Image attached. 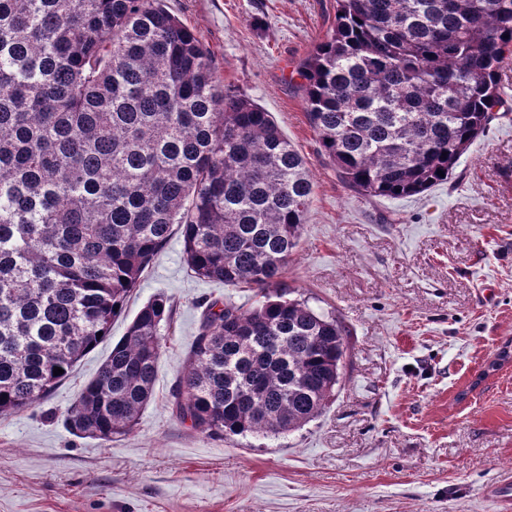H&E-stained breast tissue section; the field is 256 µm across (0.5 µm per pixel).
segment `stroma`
<instances>
[{"label": "stroma", "instance_id": "obj_1", "mask_svg": "<svg viewBox=\"0 0 512 512\" xmlns=\"http://www.w3.org/2000/svg\"><path fill=\"white\" fill-rule=\"evenodd\" d=\"M210 48L225 85L271 112L308 163L307 224L284 275L350 330L342 378L301 429L208 437L172 413V388L208 298L254 290L195 277L174 231L109 340L39 406L0 417V512H502L512 473V60L504 100L454 176L424 193L367 198L322 155L298 68L336 0H165ZM168 298L155 393L105 443L65 416L140 308Z\"/></svg>", "mask_w": 512, "mask_h": 512}]
</instances>
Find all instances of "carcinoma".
Returning <instances> with one entry per match:
<instances>
[{
  "label": "carcinoma",
  "mask_w": 512,
  "mask_h": 512,
  "mask_svg": "<svg viewBox=\"0 0 512 512\" xmlns=\"http://www.w3.org/2000/svg\"><path fill=\"white\" fill-rule=\"evenodd\" d=\"M511 53L512 0H336L298 70L309 125L348 188L417 195L492 120ZM313 194L271 113L224 88L164 0H0V416L42 403L110 336L178 224L197 278L259 300L205 303L177 418L217 437L315 419L349 331L282 288ZM170 312L153 298L112 344L67 412L73 435L137 424Z\"/></svg>",
  "instance_id": "obj_1"
}]
</instances>
